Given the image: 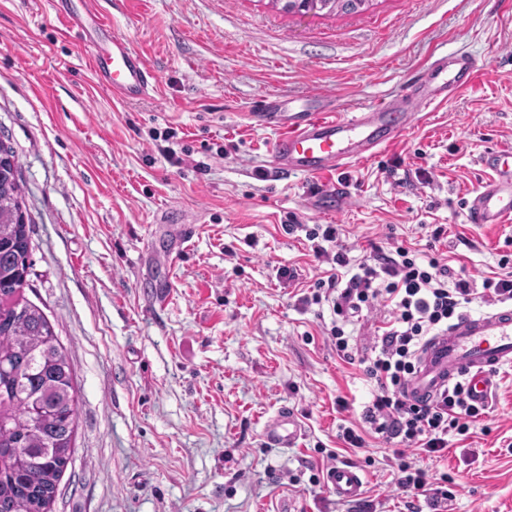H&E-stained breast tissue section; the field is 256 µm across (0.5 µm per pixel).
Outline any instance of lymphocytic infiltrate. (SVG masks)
<instances>
[{
  "label": "lymphocytic infiltrate",
  "mask_w": 512,
  "mask_h": 512,
  "mask_svg": "<svg viewBox=\"0 0 512 512\" xmlns=\"http://www.w3.org/2000/svg\"><path fill=\"white\" fill-rule=\"evenodd\" d=\"M337 225L306 228L305 237L316 260L328 270L318 278L313 303L330 302L335 314L328 338L344 358L352 349L344 327L350 317L362 310L381 311L383 325L370 336L361 358L365 374L377 384L370 405L365 406L362 426H343L337 438L343 444L360 448L365 444L363 429L395 441L396 485L413 497L409 512L438 508L454 499L450 476H441V484L431 487L426 470L413 465L409 456L421 453L432 457L448 446L452 434H468L478 420L486 416L489 405L472 400L465 381L459 380L430 402H412L404 392L415 372L418 352L436 333L473 300L488 305L512 302V279L486 278L481 285L453 277L439 258H419L409 248L376 251L370 259L351 265L345 252L337 250ZM425 497V505H416V497Z\"/></svg>",
  "instance_id": "f902f5d3"
}]
</instances>
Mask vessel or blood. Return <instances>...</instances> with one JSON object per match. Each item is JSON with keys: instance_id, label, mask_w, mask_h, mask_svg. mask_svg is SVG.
I'll return each instance as SVG.
<instances>
[{"instance_id": "obj_1", "label": "vessel or blood", "mask_w": 512, "mask_h": 512, "mask_svg": "<svg viewBox=\"0 0 512 512\" xmlns=\"http://www.w3.org/2000/svg\"><path fill=\"white\" fill-rule=\"evenodd\" d=\"M59 18L67 31L92 46L93 74L114 98L130 103L148 95L155 78L149 61L112 27L98 0H81L80 11H63ZM478 74L473 56L450 53L429 64L421 79L400 96L359 112L335 116L331 96L321 95L293 113L278 111L275 102L262 101L253 118L258 125L279 130L272 150L274 161L290 173L325 177L321 198L336 208L343 205L348 192L330 182V174L391 146L420 113L447 103L451 93L472 87ZM479 163L491 170L492 176L466 203L470 223L511 222L512 151L486 152ZM507 365H512L511 305L478 316L463 315L431 337L419 352L418 367L406 393L413 400H431L463 376L475 401L486 403L494 374ZM300 432L296 414L284 407L265 422L262 435L269 447L292 448ZM327 480L343 500L357 501L364 492V476L347 464L331 468Z\"/></svg>"}]
</instances>
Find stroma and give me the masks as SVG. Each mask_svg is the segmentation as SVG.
Listing matches in <instances>:
<instances>
[{"mask_svg":"<svg viewBox=\"0 0 512 512\" xmlns=\"http://www.w3.org/2000/svg\"><path fill=\"white\" fill-rule=\"evenodd\" d=\"M99 7L149 60L148 97L114 99L51 0H0V139L30 220L24 295L77 389L73 461L51 512H353L311 484L333 449L362 467L366 499L407 512L391 443L339 445L377 386L328 339L331 304H301L321 268L283 226L341 225L354 265L404 246L478 281L512 275L500 263L512 222L472 224L465 208L491 176L479 156L512 149V0H373L335 16L270 0ZM457 50L477 59L475 85L338 171L349 201L334 211L320 178L275 165L277 130L250 117L265 96L296 111L323 93L343 116ZM283 406L299 417L298 445L267 447L262 426ZM418 464L454 478L453 512H512V366L496 374L490 413Z\"/></svg>","mask_w":512,"mask_h":512,"instance_id":"obj_1","label":"stroma"}]
</instances>
